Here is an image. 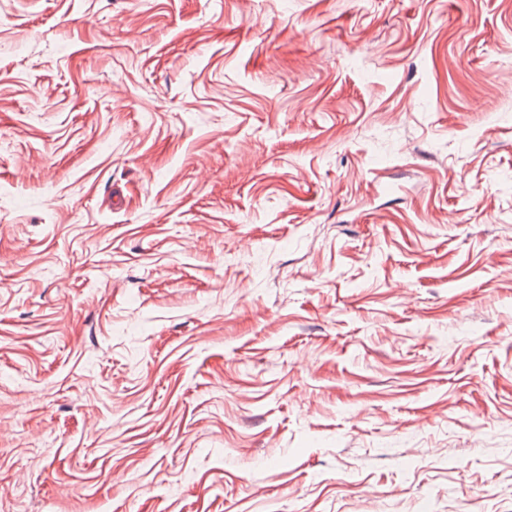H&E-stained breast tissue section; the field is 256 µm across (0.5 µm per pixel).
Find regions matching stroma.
Here are the masks:
<instances>
[{
  "label": "stroma",
  "mask_w": 512,
  "mask_h": 512,
  "mask_svg": "<svg viewBox=\"0 0 512 512\" xmlns=\"http://www.w3.org/2000/svg\"><path fill=\"white\" fill-rule=\"evenodd\" d=\"M0 512H512V0H0Z\"/></svg>",
  "instance_id": "obj_1"
}]
</instances>
